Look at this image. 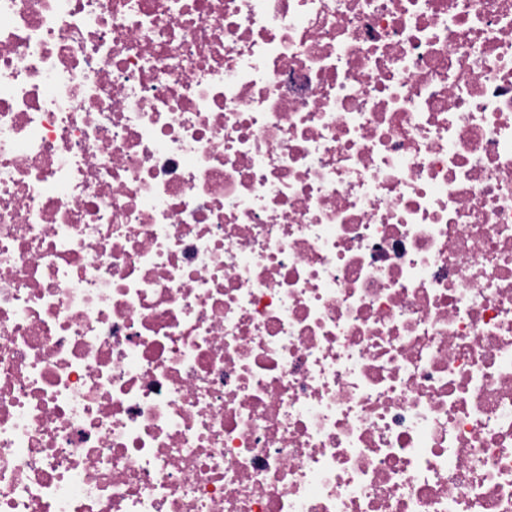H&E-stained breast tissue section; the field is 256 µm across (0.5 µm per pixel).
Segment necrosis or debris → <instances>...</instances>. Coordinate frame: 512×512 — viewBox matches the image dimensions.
Masks as SVG:
<instances>
[{"label":"necrosis or debris","mask_w":512,"mask_h":512,"mask_svg":"<svg viewBox=\"0 0 512 512\" xmlns=\"http://www.w3.org/2000/svg\"><path fill=\"white\" fill-rule=\"evenodd\" d=\"M0 512H512V0H0Z\"/></svg>","instance_id":"1"}]
</instances>
